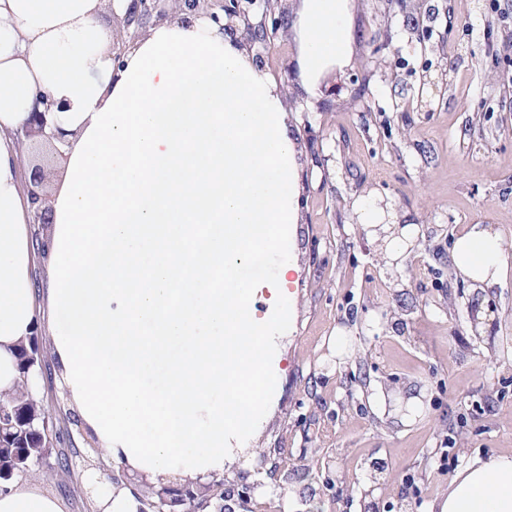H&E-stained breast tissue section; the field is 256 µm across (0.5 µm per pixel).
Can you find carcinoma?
<instances>
[{"instance_id":"carcinoma-1","label":"carcinoma","mask_w":512,"mask_h":512,"mask_svg":"<svg viewBox=\"0 0 512 512\" xmlns=\"http://www.w3.org/2000/svg\"><path fill=\"white\" fill-rule=\"evenodd\" d=\"M0 404L12 413L11 425L0 430V481L8 482L28 474L32 466L49 458L53 444L41 435L45 410L25 387L1 397ZM187 491L200 512H224V499L231 496V492L224 491L222 480L192 485Z\"/></svg>"}]
</instances>
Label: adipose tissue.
<instances>
[{
  "mask_svg": "<svg viewBox=\"0 0 512 512\" xmlns=\"http://www.w3.org/2000/svg\"><path fill=\"white\" fill-rule=\"evenodd\" d=\"M308 76L349 56L343 0H300ZM106 0H0V394L18 353L50 339L69 400L103 456L159 482L222 474L275 378L273 321L249 309L241 267L292 221L285 92L203 20L146 29L114 63ZM67 134L47 191V286L36 293L33 205L17 131L36 91ZM512 245L490 224L453 242L462 281L499 284ZM227 273L225 287L211 283ZM0 512H64L15 483ZM431 512H512V455L474 458Z\"/></svg>",
  "mask_w": 512,
  "mask_h": 512,
  "instance_id": "adipose-tissue-1",
  "label": "adipose tissue"
}]
</instances>
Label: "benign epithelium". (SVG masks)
Instances as JSON below:
<instances>
[{"mask_svg":"<svg viewBox=\"0 0 512 512\" xmlns=\"http://www.w3.org/2000/svg\"><path fill=\"white\" fill-rule=\"evenodd\" d=\"M171 0H131V6L124 15L126 28L132 30L131 41H136L150 26L165 21L178 20L192 22L195 19H205L226 35L237 37L239 43L250 50L255 45H265L278 31L287 29V22L292 20L293 13L280 6V0H187V4L170 5ZM67 109L63 102L53 101L48 94L39 90L30 108L32 122L25 130L17 134V138H27L32 128L54 140L60 146L66 144L65 134L60 130L45 132L43 113L62 112ZM44 183V172L41 169L31 171L25 181L27 192L31 195L32 203L42 200L39 186ZM172 489L170 485H162L157 494L155 512H195V508L183 507L184 499L174 501L165 496V491Z\"/></svg>","mask_w":512,"mask_h":512,"instance_id":"7a95c632","label":"benign epithelium"}]
</instances>
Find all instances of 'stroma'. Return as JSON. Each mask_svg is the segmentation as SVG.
<instances>
[{
  "instance_id": "1",
  "label": "stroma",
  "mask_w": 512,
  "mask_h": 512,
  "mask_svg": "<svg viewBox=\"0 0 512 512\" xmlns=\"http://www.w3.org/2000/svg\"><path fill=\"white\" fill-rule=\"evenodd\" d=\"M346 6L350 61L322 73L341 87L331 110L319 108L297 41L260 50L288 92L296 207L277 253L248 269L261 319L269 284L291 265L268 354L276 386L253 430L224 440V485L250 490L255 512H429L472 456L512 454V261L493 288L461 281L450 262L467 225L512 241V0ZM430 65L446 76L427 112L417 94ZM387 219L419 228L398 271L372 230ZM340 328L352 349L341 364L328 346ZM379 388L387 398L375 410ZM39 398L69 469L39 464L30 480L65 512H101L113 487L154 485L114 462L88 468L92 439L49 354Z\"/></svg>"
}]
</instances>
